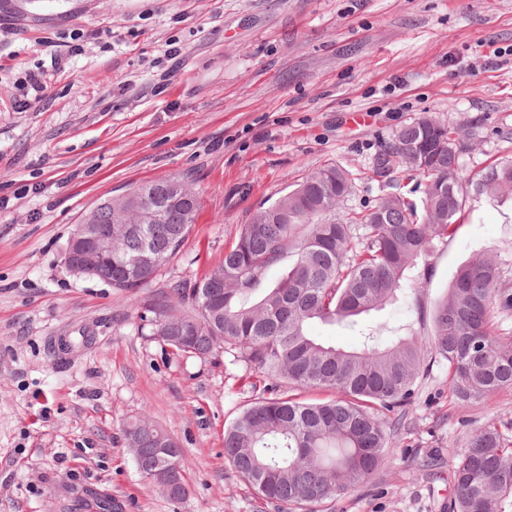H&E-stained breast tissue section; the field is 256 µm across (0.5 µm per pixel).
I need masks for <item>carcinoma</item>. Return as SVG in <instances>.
I'll return each mask as SVG.
<instances>
[{
  "mask_svg": "<svg viewBox=\"0 0 512 512\" xmlns=\"http://www.w3.org/2000/svg\"><path fill=\"white\" fill-rule=\"evenodd\" d=\"M454 130L430 116L401 128L376 157L373 174L397 171L414 182L372 208L338 212L352 192L347 169L325 165L273 204L257 209L225 250L224 259L188 287L144 307L142 328L179 357L242 362L267 392L285 380L320 389L319 402L268 397L243 409L224 431V459L260 499L283 512H317L343 497L391 460L387 416L415 400L428 359L448 365V392L476 401L512 387V336L495 334V321L512 320V270L496 258L460 266L434 310V333L421 339L378 327L361 330V346L345 350L310 332L315 322L357 325V318L413 293L418 269L435 242L450 237L466 198L512 199V159L489 166L463 185V149ZM199 200L186 183L161 178L101 201L79 224L67 247L81 261L85 230L112 225V257L93 277L119 291L149 285L172 259L196 219ZM291 260L282 277L269 271ZM137 469L166 488L172 500L186 488L175 468L182 449L147 418L123 429ZM448 512H512V424L488 426L471 439L450 471ZM99 512H119L91 491Z\"/></svg>",
  "mask_w": 512,
  "mask_h": 512,
  "instance_id": "carcinoma-1",
  "label": "carcinoma"
}]
</instances>
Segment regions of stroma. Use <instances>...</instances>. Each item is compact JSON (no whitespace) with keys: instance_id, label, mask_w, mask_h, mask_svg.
<instances>
[{"instance_id":"obj_1","label":"stroma","mask_w":512,"mask_h":512,"mask_svg":"<svg viewBox=\"0 0 512 512\" xmlns=\"http://www.w3.org/2000/svg\"><path fill=\"white\" fill-rule=\"evenodd\" d=\"M426 113L463 136L460 181L512 158V0H0V512H82L85 488L120 512H277L224 460L225 428L256 397L246 366L173 356L139 314L320 166L357 176L340 212L374 205L389 191L376 154ZM162 177L196 188L199 209L151 284L70 273L84 215ZM482 254L512 263V205L467 201L415 294L370 324L430 336L436 301ZM420 386L392 462L324 512H448L473 432L512 422V388L451 401L438 363ZM143 416L182 450L181 500L125 446Z\"/></svg>"}]
</instances>
